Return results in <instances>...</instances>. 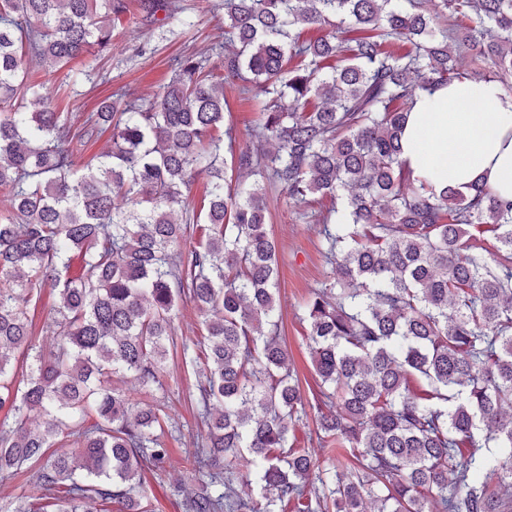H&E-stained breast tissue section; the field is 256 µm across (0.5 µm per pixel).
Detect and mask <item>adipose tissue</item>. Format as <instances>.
I'll return each instance as SVG.
<instances>
[{"label": "adipose tissue", "instance_id": "obj_1", "mask_svg": "<svg viewBox=\"0 0 512 512\" xmlns=\"http://www.w3.org/2000/svg\"><path fill=\"white\" fill-rule=\"evenodd\" d=\"M401 162L415 177L447 174L466 190L485 183L512 200V94L495 81L455 82L416 97Z\"/></svg>", "mask_w": 512, "mask_h": 512}]
</instances>
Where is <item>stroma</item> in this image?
<instances>
[{"label": "stroma", "mask_w": 512, "mask_h": 512, "mask_svg": "<svg viewBox=\"0 0 512 512\" xmlns=\"http://www.w3.org/2000/svg\"><path fill=\"white\" fill-rule=\"evenodd\" d=\"M180 2L193 21L191 27L163 36L142 24H127L113 31L107 51L76 61V68H91L92 75L80 82V94L69 106L74 124H82L87 113L97 111L105 98L117 92L149 104L154 92L167 81L175 57L203 53L223 41L224 14L215 8L217 0ZM328 206V200L319 198L307 204L295 203L278 187L268 195L269 224L278 246L281 336L301 391L307 396L316 390L319 379L310 360L303 306L315 290L334 277V268L324 256L317 233ZM204 334L202 318L193 304L181 303L175 320L176 346L168 359L165 387L158 394L169 416L165 440L171 457L164 469L145 470L140 490L151 512H183L182 488L199 485L186 457L204 427L195 402L196 379L182 360V350L187 347L201 351Z\"/></svg>", "instance_id": "stroma-1"}]
</instances>
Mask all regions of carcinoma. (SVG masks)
Listing matches in <instances>:
<instances>
[{
    "mask_svg": "<svg viewBox=\"0 0 512 512\" xmlns=\"http://www.w3.org/2000/svg\"><path fill=\"white\" fill-rule=\"evenodd\" d=\"M429 2L222 0L212 53L174 59L148 106L121 94L77 130L59 106L77 79L52 92L24 62L103 53L128 0H0V480L33 467L46 500L0 512H145L136 489L170 458L168 416L122 384L163 389L187 300L204 317V361L186 345L183 359L207 431L185 512H512V201L399 161L417 95L473 77L512 92V0ZM140 9L146 25H191L175 0ZM447 10L472 24H440ZM454 46L490 75L463 71ZM226 80L266 100L253 147L225 124ZM103 129L111 145L76 168L69 140ZM274 186L331 204L318 234L335 276L304 314L327 408L316 439L336 451L323 467L292 441L305 402L280 336ZM46 288L49 349L30 318ZM251 474L258 499L235 488Z\"/></svg>",
    "mask_w": 512,
    "mask_h": 512,
    "instance_id": "obj_1",
    "label": "carcinoma"
}]
</instances>
